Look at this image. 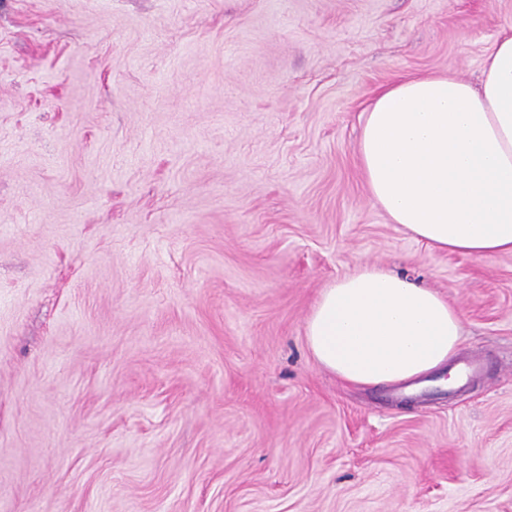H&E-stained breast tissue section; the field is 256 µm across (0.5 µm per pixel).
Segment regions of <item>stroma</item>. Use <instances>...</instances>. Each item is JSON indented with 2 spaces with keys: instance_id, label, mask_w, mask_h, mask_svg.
<instances>
[{
  "instance_id": "obj_1",
  "label": "stroma",
  "mask_w": 512,
  "mask_h": 512,
  "mask_svg": "<svg viewBox=\"0 0 512 512\" xmlns=\"http://www.w3.org/2000/svg\"><path fill=\"white\" fill-rule=\"evenodd\" d=\"M512 0H0V512H512V253L434 250L357 159L404 76L477 83ZM370 262L468 382L306 342Z\"/></svg>"
}]
</instances>
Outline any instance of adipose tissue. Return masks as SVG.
<instances>
[{
	"label": "adipose tissue",
	"instance_id": "obj_1",
	"mask_svg": "<svg viewBox=\"0 0 512 512\" xmlns=\"http://www.w3.org/2000/svg\"><path fill=\"white\" fill-rule=\"evenodd\" d=\"M358 153L372 198L432 249L512 253V30L479 85L404 78L365 111ZM457 308L433 289L370 265L324 288L306 324L316 362L352 385L408 381L449 362Z\"/></svg>",
	"mask_w": 512,
	"mask_h": 512
}]
</instances>
